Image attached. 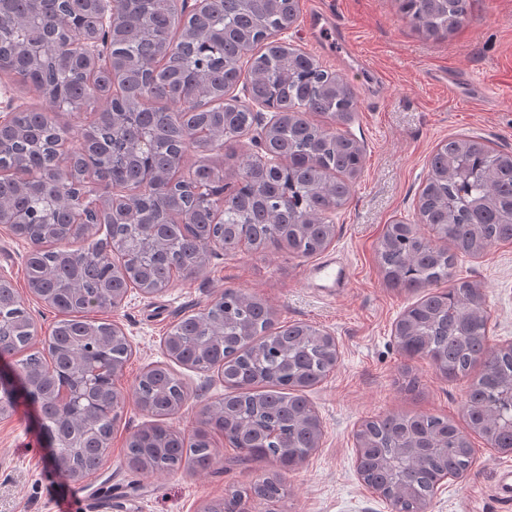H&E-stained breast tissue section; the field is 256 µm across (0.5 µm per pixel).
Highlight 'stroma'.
<instances>
[{"label":"stroma","instance_id":"1","mask_svg":"<svg viewBox=\"0 0 512 512\" xmlns=\"http://www.w3.org/2000/svg\"><path fill=\"white\" fill-rule=\"evenodd\" d=\"M287 39L343 75L355 93V111L342 130L361 145L363 169L347 205L333 216L336 235L325 250L348 259V286L311 287L312 257L218 248L202 271L161 293L131 291L119 310L103 313L124 328L132 356L116 380L126 401L102 464L83 480L69 478L41 435L37 408L17 400L10 415L0 417V512H92L97 504L108 512H200L206 502L236 490L244 492L248 512H391L357 474L354 433L361 423L388 413H431L464 425L469 380L448 381L427 361L397 348L395 322L418 295L385 284L377 248L387 224L412 219L438 144L472 136L512 151V0H472L468 23L443 38L402 22L397 0H300ZM452 79L489 86L500 99L481 103L467 92H449ZM31 250L28 241L0 226V278L11 280L44 337L58 314L27 288ZM453 276L484 294L489 345L511 344L512 243L459 258ZM227 288L262 297L281 321L331 333L338 346L335 370L307 393L322 421L319 446L288 472L272 503L248 491L273 465L244 460L219 434L213 437L219 461L206 470L139 474L124 464L129 434L146 421L131 397L135 378L163 360V339L174 324ZM406 368L420 378L419 388H407ZM177 372L189 399L172 424L190 436L203 426L201 408L223 397L224 382L214 371L181 366ZM471 441V470L465 478L443 481L429 512H500L493 489L512 454L497 452L476 434Z\"/></svg>","mask_w":512,"mask_h":512}]
</instances>
